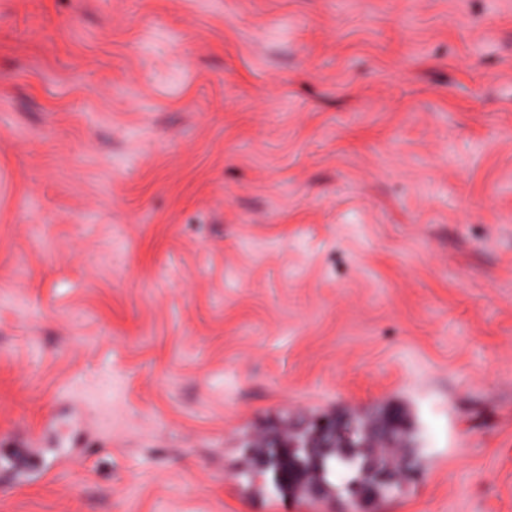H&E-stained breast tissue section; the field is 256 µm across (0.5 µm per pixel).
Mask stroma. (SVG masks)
I'll return each mask as SVG.
<instances>
[{
    "mask_svg": "<svg viewBox=\"0 0 512 512\" xmlns=\"http://www.w3.org/2000/svg\"><path fill=\"white\" fill-rule=\"evenodd\" d=\"M381 407L512 512V0H0V512H350L247 443Z\"/></svg>",
    "mask_w": 512,
    "mask_h": 512,
    "instance_id": "stroma-1",
    "label": "stroma"
}]
</instances>
